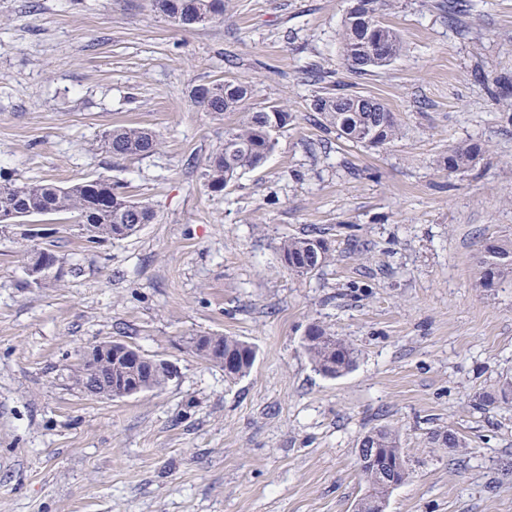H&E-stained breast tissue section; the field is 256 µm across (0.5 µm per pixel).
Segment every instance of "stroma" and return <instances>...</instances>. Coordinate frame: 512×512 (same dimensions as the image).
Segmentation results:
<instances>
[{"instance_id": "stroma-1", "label": "stroma", "mask_w": 512, "mask_h": 512, "mask_svg": "<svg viewBox=\"0 0 512 512\" xmlns=\"http://www.w3.org/2000/svg\"><path fill=\"white\" fill-rule=\"evenodd\" d=\"M349 5L227 0L186 30L150 0H0V183L102 174L156 213L94 248L65 215L0 232V512H353L358 442L380 425L410 470L386 512H512V403L484 401L512 377V277L474 286L483 240L512 236V0H392L403 51L363 75L341 64ZM228 79L295 120L213 194L207 160L242 115L213 118L189 91ZM336 89L385 103L401 136L322 130L310 102ZM116 124L158 150L112 157ZM469 142L474 168H439ZM313 228L329 262L289 271L283 240ZM46 246L82 275L28 286ZM315 324L359 349L353 370L314 369ZM201 333L250 343L251 370L201 361ZM108 339L168 363L167 384L112 400L69 386ZM448 428L466 447L432 442Z\"/></svg>"}]
</instances>
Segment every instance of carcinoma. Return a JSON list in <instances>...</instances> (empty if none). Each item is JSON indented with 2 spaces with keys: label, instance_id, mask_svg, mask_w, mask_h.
I'll use <instances>...</instances> for the list:
<instances>
[{
  "label": "carcinoma",
  "instance_id": "1",
  "mask_svg": "<svg viewBox=\"0 0 512 512\" xmlns=\"http://www.w3.org/2000/svg\"><path fill=\"white\" fill-rule=\"evenodd\" d=\"M388 0H366L365 17L346 18L340 32L343 65L355 74L388 66L391 60L378 57V45L393 47L399 55L403 45L399 32L383 19ZM154 10L181 27L206 25L224 18L225 0H151ZM251 90L247 83L227 80L201 84L192 88L191 99L204 112L221 117L226 112H240L242 120L224 131V143L210 155L204 173V186L211 193L224 191L229 184L247 171L261 167L275 147L274 133L293 121L291 113L279 107L250 106ZM311 111L319 116V125L336 130L347 142L369 147H380L396 140L400 126L396 115L382 102L361 95L328 91L314 96ZM103 144L115 157L144 156L159 145L157 135L143 127L118 125L105 132ZM482 146L478 143H459L448 149L443 158L444 169L450 173L465 172L481 159ZM70 215L77 222L80 237L89 246L111 240L125 239L153 223L155 214L144 203L135 202L121 191V186L107 176L84 178L67 186L53 182L34 184H0V228L18 224L26 217ZM282 261L288 270L307 275L318 271L331 257L330 247L319 236H293L282 243ZM29 266L45 269L47 274L32 282L37 288L57 285L65 276L82 273L79 260L58 255L50 248L31 253ZM512 275V237L493 238L486 242L478 260L475 287L484 291L498 287ZM304 348L315 370L328 377H338L356 364L358 350L336 332L320 326L309 328ZM202 361L223 365L224 356L239 355L233 370L224 371L225 377L235 379L245 375L253 366L256 352L246 342L234 336H219L193 349ZM101 373L115 379L134 376V370L118 360L101 367ZM92 364L80 361L70 370L68 379L77 390L93 395L89 388ZM380 448L383 461L365 462L360 467L367 484L366 493L357 500L354 512H379L388 504L391 485L380 472L382 462L399 464L396 481L405 483L409 477L406 461L396 430L388 426L370 429L362 437ZM433 440L448 448H464L465 442L452 430H444Z\"/></svg>",
  "mask_w": 512,
  "mask_h": 512
}]
</instances>
